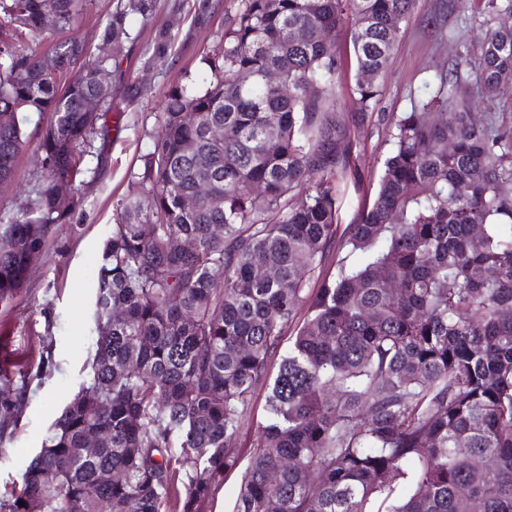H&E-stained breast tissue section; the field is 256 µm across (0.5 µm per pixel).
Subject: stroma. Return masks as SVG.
I'll return each mask as SVG.
<instances>
[{
    "mask_svg": "<svg viewBox=\"0 0 512 512\" xmlns=\"http://www.w3.org/2000/svg\"><path fill=\"white\" fill-rule=\"evenodd\" d=\"M200 18L183 16L172 54L153 68H145L144 53L152 47L176 5L197 0H157L150 20L133 18L139 35L131 47L122 75L112 79L116 111L109 114L108 131L96 144L101 158L91 182L82 189V202L68 223L54 226L40 257L32 264L24 287L0 302V376L25 385L19 411L0 428V498L18 491L22 474L40 447L48 428L69 397L86 381L85 365L94 352L93 284L103 244L127 198L138 195L136 178L153 146L165 95L172 89L200 90L206 66L203 58L224 37L235 14V0H204ZM120 0H85L78 21L70 29L49 28L30 42L37 55H46L65 39L76 36L98 49L100 33ZM481 0L449 8L448 0H417L403 24L396 49L378 82L381 94L356 134L359 188L347 189L339 213L340 224L352 223L357 210L376 191L383 159L394 132L390 116L411 111L439 84L440 71L451 70L459 52L475 48L487 26ZM350 24L333 38L339 64L336 109L352 116L358 108ZM139 93L128 100V85ZM51 114H28L27 144L17 158L12 185L0 189V215L18 211L39 175L36 157L42 132Z\"/></svg>",
    "mask_w": 512,
    "mask_h": 512,
    "instance_id": "obj_1",
    "label": "stroma"
}]
</instances>
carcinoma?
<instances>
[{
	"instance_id": "cac0c4a2",
	"label": "carcinoma",
	"mask_w": 512,
	"mask_h": 512,
	"mask_svg": "<svg viewBox=\"0 0 512 512\" xmlns=\"http://www.w3.org/2000/svg\"><path fill=\"white\" fill-rule=\"evenodd\" d=\"M415 4L239 0L204 57L205 89L165 96L141 193L104 244L89 380L0 512H166L172 500L203 512L239 468L232 512H472L476 501L512 512V124L476 117L459 74L468 55L395 118L374 198L339 234L337 183L354 171L355 129ZM77 5L0 0V182L26 147L19 114H52L38 182L0 225V301L78 207L112 73L138 38L129 17L155 12V0H125L99 53L73 37L34 54L28 39L45 17L71 27ZM347 16L360 103L349 124L320 40ZM173 29L146 67L171 55ZM477 51L489 103L512 83V25L486 32ZM271 71L279 84L266 83ZM259 386L266 418L243 457ZM20 397L0 381L4 414ZM91 432L108 440L88 456ZM106 470L119 478L88 495Z\"/></svg>"
}]
</instances>
